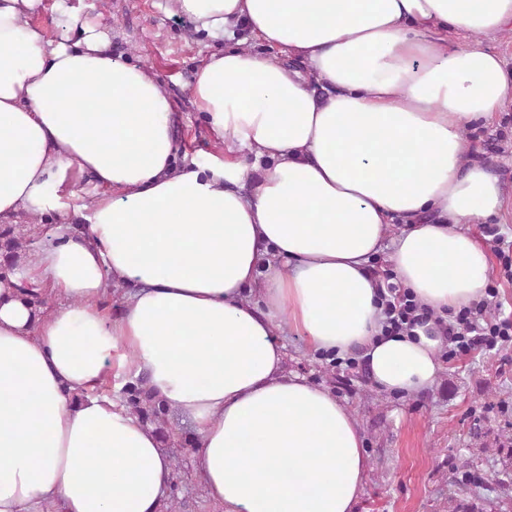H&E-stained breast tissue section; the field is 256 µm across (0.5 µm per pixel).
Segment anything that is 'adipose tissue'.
Here are the masks:
<instances>
[{
	"label": "adipose tissue",
	"mask_w": 512,
	"mask_h": 512,
	"mask_svg": "<svg viewBox=\"0 0 512 512\" xmlns=\"http://www.w3.org/2000/svg\"><path fill=\"white\" fill-rule=\"evenodd\" d=\"M44 8L0 0V220L76 222L0 282V512H160L171 460L118 395L141 376L191 420L224 512H358L355 413L285 373L274 334L358 356L389 393L435 383L445 336L384 335L369 263L439 313L484 296L466 227L505 201L464 132L512 79L448 33L511 30L512 0H166L228 41L192 89L224 152L183 166L155 73L96 27L48 38Z\"/></svg>",
	"instance_id": "1"
}]
</instances>
